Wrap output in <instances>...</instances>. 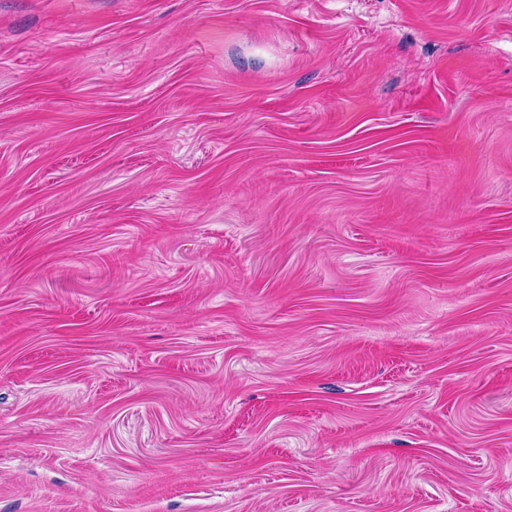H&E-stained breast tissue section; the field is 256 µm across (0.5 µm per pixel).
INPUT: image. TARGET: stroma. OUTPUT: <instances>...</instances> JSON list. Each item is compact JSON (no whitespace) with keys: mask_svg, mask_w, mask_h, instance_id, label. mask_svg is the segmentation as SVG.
Segmentation results:
<instances>
[{"mask_svg":"<svg viewBox=\"0 0 512 512\" xmlns=\"http://www.w3.org/2000/svg\"><path fill=\"white\" fill-rule=\"evenodd\" d=\"M0 512H512V0H0Z\"/></svg>","mask_w":512,"mask_h":512,"instance_id":"stroma-1","label":"stroma"}]
</instances>
